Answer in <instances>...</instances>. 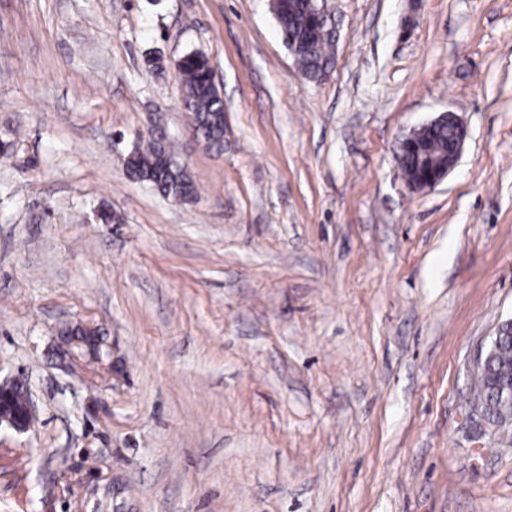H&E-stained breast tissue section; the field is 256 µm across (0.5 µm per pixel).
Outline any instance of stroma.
<instances>
[{"label": "stroma", "instance_id": "1", "mask_svg": "<svg viewBox=\"0 0 512 512\" xmlns=\"http://www.w3.org/2000/svg\"><path fill=\"white\" fill-rule=\"evenodd\" d=\"M328 9L316 82L269 0H0V381L37 406L0 512H512V431L468 417L512 318V0ZM446 111L412 191L396 140ZM158 130L187 201L124 170ZM184 92V105L192 113L199 136L209 145L224 141V101L213 81L209 59L201 52L192 51L177 65ZM444 125H448V127L452 129V137L449 143L448 127L437 129L429 134L428 138L430 139V148L432 151H442L447 153V155L431 154L429 151H424V153L421 154L419 164L423 165L424 172L418 174L414 180L408 182L409 187L415 192H424L433 189L454 170L467 137V128L455 112L447 111L440 113L437 117L420 127L414 128L406 134H402L397 140L396 160L398 165H400L406 148L415 149L418 146L423 129ZM401 170L408 180L415 176L417 170L414 159L412 157L403 159ZM512 335V319H507L501 322L493 336L490 337L489 342L478 350L474 359V372H481L485 367L487 361L501 345L504 336ZM497 367H512V344L506 342L502 344L495 355H493V368Z\"/></svg>", "mask_w": 512, "mask_h": 512}]
</instances>
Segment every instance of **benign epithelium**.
Returning a JSON list of instances; mask_svg holds the SVG:
<instances>
[{
    "label": "benign epithelium",
    "instance_id": "obj_1",
    "mask_svg": "<svg viewBox=\"0 0 512 512\" xmlns=\"http://www.w3.org/2000/svg\"><path fill=\"white\" fill-rule=\"evenodd\" d=\"M444 125L452 129V137L448 143V153L441 155L426 151L421 154L420 164L423 165L424 172L408 182L409 187L415 192L433 189L454 170L467 137V128L456 113L447 111L401 135L397 140L396 160L400 162L406 149H414L418 146L424 129ZM510 335H512V319H507L497 326L489 342L478 350L474 359V372L477 373L485 367L489 358L501 345L503 337ZM35 414L36 407L31 396H25L23 402L18 405L12 397L11 382L6 380L0 383V424L18 433H25L30 429Z\"/></svg>",
    "mask_w": 512,
    "mask_h": 512
}]
</instances>
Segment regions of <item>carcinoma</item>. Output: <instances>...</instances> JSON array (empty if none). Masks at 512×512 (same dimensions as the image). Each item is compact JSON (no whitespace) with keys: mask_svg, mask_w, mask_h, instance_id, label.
<instances>
[{"mask_svg":"<svg viewBox=\"0 0 512 512\" xmlns=\"http://www.w3.org/2000/svg\"><path fill=\"white\" fill-rule=\"evenodd\" d=\"M272 11L277 19L283 43H303L305 51L297 64L310 80L322 78L333 60L335 36L330 32L316 33L314 21L306 20L303 0H274ZM184 92V105L192 113L199 136L209 145L224 141V101L213 81L209 59L201 52L192 51L177 65ZM432 151L448 152V128H439L428 135ZM127 174L132 179L151 183L164 196L172 199L187 196L194 187L190 176L175 163L172 144L166 139L152 138L144 145H135L129 151ZM489 377L476 376L473 406L493 421L498 417L499 401L489 387Z\"/></svg>","mask_w":512,"mask_h":512,"instance_id":"obj_1","label":"carcinoma"}]
</instances>
